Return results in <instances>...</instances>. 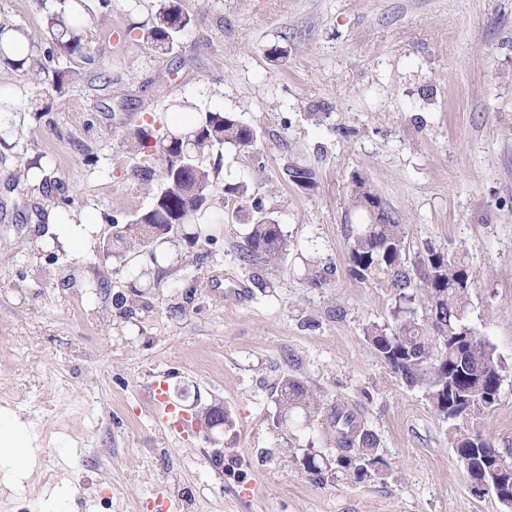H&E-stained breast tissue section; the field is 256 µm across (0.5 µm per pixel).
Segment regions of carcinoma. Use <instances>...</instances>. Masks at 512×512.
<instances>
[{
	"label": "carcinoma",
	"instance_id": "carcinoma-1",
	"mask_svg": "<svg viewBox=\"0 0 512 512\" xmlns=\"http://www.w3.org/2000/svg\"><path fill=\"white\" fill-rule=\"evenodd\" d=\"M93 9L86 0H50L40 35L0 20V64L21 74L47 96L60 92L70 81L67 70L54 65L62 58L84 57L88 52L86 24ZM195 17L184 7V0H158L146 24L131 25L125 33L154 55L174 52L194 25ZM122 143L128 152L145 157L129 176L151 192L152 202L145 210L121 222L111 218L112 246H103L104 257L126 261L130 252H151V263H158L168 247L183 244L192 249L202 240L217 238L224 215L214 205L212 188L219 180L224 147L250 151L255 147L254 128L236 113L200 110L186 123L142 122L125 129ZM284 179L301 191L317 185L316 170L309 165L286 164ZM362 190L350 189L349 228L346 252L351 274L359 280L377 281L394 291L398 305L393 325L372 327L365 340L378 352L408 387L425 389L432 409L443 419H460L474 412L489 410L497 400L490 395L501 388L505 367L494 349L472 335L458 342L456 334L468 312V298L474 279L463 273L467 263L432 246L411 256L404 242L399 220L389 211L369 180ZM379 206L381 221L371 222L367 206ZM252 210L239 207L247 221L240 249L244 256L267 265L279 263L288 251V235L271 217L262 215V202ZM261 217H253V213ZM302 278L308 287L321 293L332 286L331 270L303 260ZM424 291L426 316L420 318L412 308L417 290ZM145 292L131 285L127 293L116 294L115 305L129 312L144 304ZM465 373L475 377L468 385V403L450 416L444 412L449 400L448 379L460 390L468 387L459 380ZM274 423L296 438L302 428L317 423L325 438L328 453L305 454L304 470L321 475L340 468L362 480L384 464L378 453L379 440L358 415L343 404L326 403L317 393L296 378L282 380L275 400ZM492 444L481 434L461 435L454 448L463 468L484 479L488 492L512 512V471L494 469Z\"/></svg>",
	"mask_w": 512,
	"mask_h": 512
}]
</instances>
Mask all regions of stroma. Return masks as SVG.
Instances as JSON below:
<instances>
[{
    "instance_id": "stroma-1",
    "label": "stroma",
    "mask_w": 512,
    "mask_h": 512,
    "mask_svg": "<svg viewBox=\"0 0 512 512\" xmlns=\"http://www.w3.org/2000/svg\"><path fill=\"white\" fill-rule=\"evenodd\" d=\"M196 23L162 58L125 37L154 0L96 9L89 55L51 102L0 67V120L20 132L0 152V406L20 407L35 455L56 457L54 483L35 468L21 486L0 481V512H504L472 494L454 450L479 432L512 462V0H185ZM286 50L271 62V46ZM109 79H100L101 69ZM237 113L257 134L251 153L225 151L214 201L224 229L200 262L169 258L125 312L130 255L116 269L100 247L105 215L151 203L128 180L137 156L126 125L172 123L195 109ZM43 156L73 218L97 226L78 250L55 242L61 206L41 179L17 181ZM287 163L311 164L316 189L286 182ZM368 177L402 220L410 252L430 245L464 257L474 276L466 317L506 372L498 404L446 421L422 388L403 385L365 340L392 322L393 292L349 273L347 195ZM246 193H224L226 184ZM260 200L289 253L276 266L244 261L235 209ZM332 268V288H309L298 259ZM104 269L109 288L85 286ZM347 404L379 439L384 460L364 480L317 477L301 458L322 453L319 429L294 445L273 422L285 377ZM162 382L189 429L172 436L149 396ZM223 404V434L194 421Z\"/></svg>"
}]
</instances>
